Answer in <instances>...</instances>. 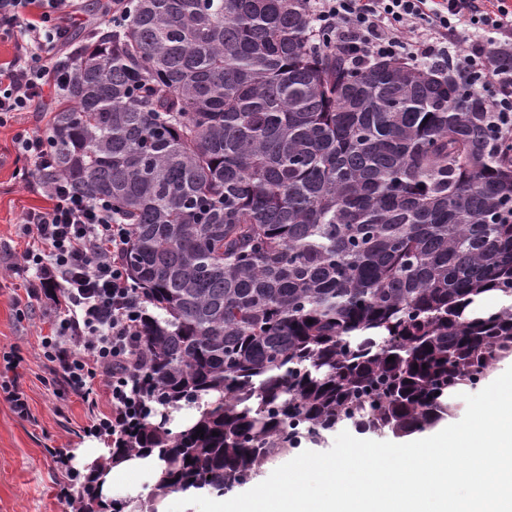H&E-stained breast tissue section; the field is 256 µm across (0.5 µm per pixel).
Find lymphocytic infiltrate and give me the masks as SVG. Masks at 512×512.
Here are the masks:
<instances>
[{"instance_id":"lymphocytic-infiltrate-1","label":"lymphocytic infiltrate","mask_w":512,"mask_h":512,"mask_svg":"<svg viewBox=\"0 0 512 512\" xmlns=\"http://www.w3.org/2000/svg\"><path fill=\"white\" fill-rule=\"evenodd\" d=\"M324 46L349 66L398 57L435 67L497 115L512 137V0H306ZM72 0H0V40L11 41L0 62V126L17 113L43 109L61 95L68 76L55 65L66 29L53 22ZM50 140L19 133L16 154L23 180L36 182L49 202L32 209L20 227L26 247L11 270L27 304L45 303L49 331L40 340L53 384L96 410L98 393L109 409L94 432L120 437L146 402L137 387L146 364L140 324L145 302L122 261L129 229L104 201L84 197L54 173ZM20 357L0 356V399L30 418L20 382Z\"/></svg>"}]
</instances>
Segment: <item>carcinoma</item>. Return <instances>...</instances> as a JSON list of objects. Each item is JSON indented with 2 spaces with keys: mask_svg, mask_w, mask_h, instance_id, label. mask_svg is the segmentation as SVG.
I'll use <instances>...</instances> for the list:
<instances>
[{
  "mask_svg": "<svg viewBox=\"0 0 512 512\" xmlns=\"http://www.w3.org/2000/svg\"><path fill=\"white\" fill-rule=\"evenodd\" d=\"M314 30L304 0H135L63 59L54 172L112 199L154 309L112 457L158 451L162 491L345 423L408 437L512 355V145L433 69H353Z\"/></svg>",
  "mask_w": 512,
  "mask_h": 512,
  "instance_id": "carcinoma-1",
  "label": "carcinoma"
}]
</instances>
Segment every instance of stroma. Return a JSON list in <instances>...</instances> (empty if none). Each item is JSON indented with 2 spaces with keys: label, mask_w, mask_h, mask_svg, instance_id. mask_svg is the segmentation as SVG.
<instances>
[{
  "label": "stroma",
  "mask_w": 512,
  "mask_h": 512,
  "mask_svg": "<svg viewBox=\"0 0 512 512\" xmlns=\"http://www.w3.org/2000/svg\"><path fill=\"white\" fill-rule=\"evenodd\" d=\"M48 121L47 115L24 112L0 127V353L14 350L22 356L19 372L33 414L20 419L0 400V512H75L64 490L76 450L112 444L111 437L84 433L91 414L80 397L43 383L39 344L48 331L45 317L17 313L16 300L24 291L9 265L19 261L25 247L19 225L27 210L47 201L16 176L14 137L45 132ZM56 448L66 450L64 463L53 457Z\"/></svg>",
  "instance_id": "stroma-1"
}]
</instances>
